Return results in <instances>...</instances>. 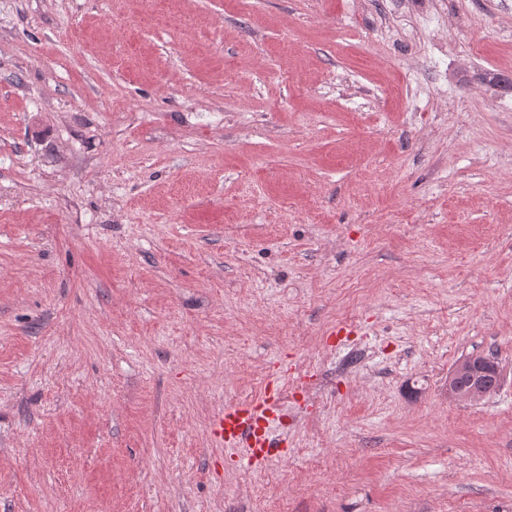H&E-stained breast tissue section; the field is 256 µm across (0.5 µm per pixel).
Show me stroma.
Returning a JSON list of instances; mask_svg holds the SVG:
<instances>
[{
  "label": "stroma",
  "mask_w": 512,
  "mask_h": 512,
  "mask_svg": "<svg viewBox=\"0 0 512 512\" xmlns=\"http://www.w3.org/2000/svg\"><path fill=\"white\" fill-rule=\"evenodd\" d=\"M508 72L512 0H0V512H512ZM486 373L493 376L492 383L488 385L478 380L481 374ZM464 377H470L471 382L468 387L460 388L458 381ZM502 379V369L497 362L476 357L463 358L448 373V398L457 402L480 403L500 388ZM278 400V390L272 391L267 385L257 400L225 407L212 423V440L244 448V461L249 466L270 459L278 448L270 421L271 408Z\"/></svg>",
  "instance_id": "35a3bbf8"
}]
</instances>
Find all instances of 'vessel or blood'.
Wrapping results in <instances>:
<instances>
[{
    "label": "vessel or blood",
    "instance_id": "b4317fda",
    "mask_svg": "<svg viewBox=\"0 0 512 512\" xmlns=\"http://www.w3.org/2000/svg\"><path fill=\"white\" fill-rule=\"evenodd\" d=\"M278 400V392L267 388L255 401L225 407L212 423L213 441L243 448L244 461L250 466L270 459L278 446L270 421Z\"/></svg>",
    "mask_w": 512,
    "mask_h": 512
}]
</instances>
